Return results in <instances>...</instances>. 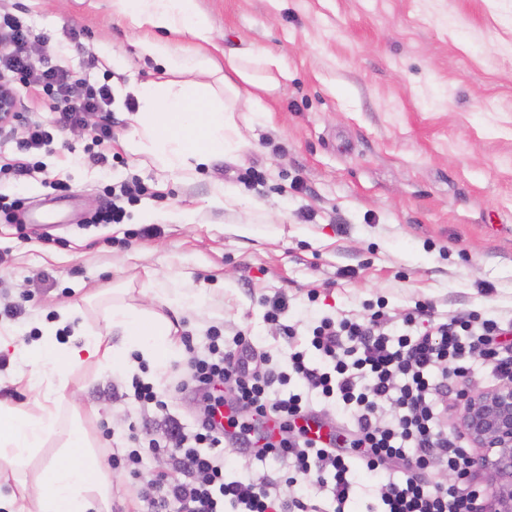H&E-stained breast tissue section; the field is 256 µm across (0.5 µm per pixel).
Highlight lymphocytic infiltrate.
Listing matches in <instances>:
<instances>
[{
    "mask_svg": "<svg viewBox=\"0 0 512 512\" xmlns=\"http://www.w3.org/2000/svg\"><path fill=\"white\" fill-rule=\"evenodd\" d=\"M0 37L11 50L5 65L19 83L34 87L54 102L66 124L82 121L85 113L102 112L110 103L108 86H88L58 67L40 68L26 50L30 33L10 15H0ZM425 319V330L391 337L376 332L373 324L352 319L322 321L310 343L322 357L310 366L303 352L291 353L290 373L268 366L267 354H255L244 338L236 348L224 346L221 328L208 330L206 352H190L186 368L175 383L178 391L204 394L211 411L229 406L232 436L204 419L195 431H187L168 412L152 383L133 378L134 398L141 409L160 413V438L150 439V450H174L183 479L157 473L142 494L145 512H325L319 504L295 496L282 498L275 487L240 480H226L224 449H253L257 459L270 456L292 461L294 474L314 478L318 487L330 488L335 508L348 500L347 478L351 459L366 467L402 464L404 480L392 482L381 497L383 512H480V494L472 486L459 487L431 482L422 471L429 454L440 451V463L458 476H466L469 457L459 440L442 437L438 423L444 414L437 398L448 374H465V362L481 356L490 362L496 376L512 375V356H500L504 330L497 320L470 314L443 316L431 307L416 306L406 316L407 324ZM298 378L322 396L342 402L353 418L342 433L323 443L311 437L304 421L309 408L301 394L281 397L275 388ZM233 384L234 397L225 400L226 384ZM389 403L390 416H383L382 403ZM251 408L256 417L272 418L277 434L264 441L252 438L251 424L239 421L240 408Z\"/></svg>",
    "mask_w": 512,
    "mask_h": 512,
    "instance_id": "lymphocytic-infiltrate-1",
    "label": "lymphocytic infiltrate"
}]
</instances>
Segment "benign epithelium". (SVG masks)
I'll use <instances>...</instances> for the list:
<instances>
[{"mask_svg":"<svg viewBox=\"0 0 512 512\" xmlns=\"http://www.w3.org/2000/svg\"><path fill=\"white\" fill-rule=\"evenodd\" d=\"M21 117L20 103L0 82V126ZM455 409V429L471 449L468 478L490 489L487 512H512V378L485 388L464 385Z\"/></svg>","mask_w":512,"mask_h":512,"instance_id":"7a95c632","label":"benign epithelium"}]
</instances>
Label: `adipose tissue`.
Segmentation results:
<instances>
[{
    "label": "adipose tissue",
    "mask_w": 512,
    "mask_h": 512,
    "mask_svg": "<svg viewBox=\"0 0 512 512\" xmlns=\"http://www.w3.org/2000/svg\"><path fill=\"white\" fill-rule=\"evenodd\" d=\"M112 10L132 16L146 29L140 50L164 71L199 66L205 75L197 82L168 81L139 89L134 133L140 143L169 169L188 174L210 165L226 146L239 145L233 113L210 78L219 76V83L235 92L244 85L268 91L278 84L273 73L277 58L267 50L253 49L225 54L219 63L211 56L176 54L163 46L160 36L164 33L206 38L208 26L197 11L196 0H112ZM151 295L160 313L150 316L132 305H116L109 321L113 332L139 346L143 358L164 363L177 350L170 315L180 311L183 298L168 288L152 289ZM75 318V313H62L56 327L71 324ZM56 327L47 328L37 343L21 351L22 360L37 369L51 368L61 376L85 364L113 368L120 361V347L99 333L88 336L82 347L61 348L55 339ZM57 427L52 407L37 412L22 406L0 408V462L24 465L56 435ZM111 490L112 474L95 440L78 429L61 440L33 483H20L18 493L0 495V512H111Z\"/></svg>",
    "instance_id": "obj_1"
}]
</instances>
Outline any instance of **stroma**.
Returning a JSON list of instances; mask_svg holds the SVG:
<instances>
[{"mask_svg": "<svg viewBox=\"0 0 512 512\" xmlns=\"http://www.w3.org/2000/svg\"><path fill=\"white\" fill-rule=\"evenodd\" d=\"M225 50L263 47L280 59L278 86L236 102L246 142L187 176L143 151L133 134L135 86L169 76L141 53L146 35L112 0H0L32 31L34 60L109 85L107 111L61 126L53 102L17 86L23 117L0 131V404L29 408L54 399L59 424L79 413L99 436L101 457L127 446L130 424L160 436L154 412L125 398L139 367L134 346L117 370L95 365L32 377L20 350L62 310L83 326L58 341L82 346L104 332V306L88 296L113 285L127 303L152 309L150 283L195 294L177 323L204 349L207 330L242 335L286 367L293 350L319 364L309 338L323 319L388 315L385 333H406L416 305L512 322V0H197ZM49 140L28 155L18 144L30 121ZM110 127L112 138L95 136ZM33 165L16 176L17 162ZM122 206L118 224L95 214ZM41 216L38 224L29 215ZM342 268L354 279L338 278ZM281 296L280 323L266 320ZM21 315L5 316L9 307ZM295 339H288L287 329ZM187 352L148 366L147 379L187 429L207 400L178 393ZM183 473L168 454H146L139 476L112 474V512H141L155 473ZM288 460L224 450V475L287 491ZM398 469L357 484L344 512L381 504Z\"/></svg>", "mask_w": 512, "mask_h": 512, "instance_id": "35a3bbf8", "label": "stroma"}]
</instances>
